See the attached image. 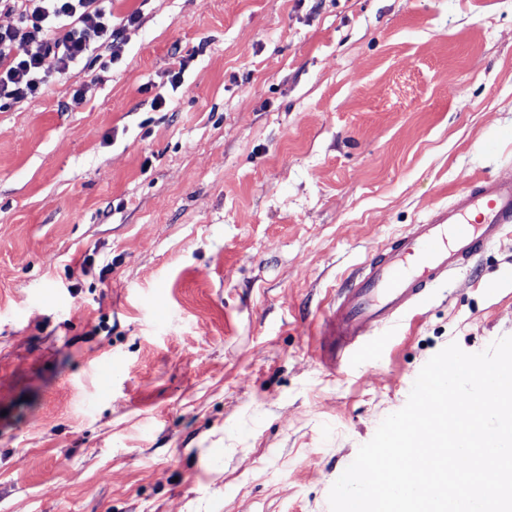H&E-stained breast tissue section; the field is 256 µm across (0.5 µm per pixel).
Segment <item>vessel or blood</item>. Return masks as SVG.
<instances>
[{
  "label": "vessel or blood",
  "mask_w": 512,
  "mask_h": 512,
  "mask_svg": "<svg viewBox=\"0 0 512 512\" xmlns=\"http://www.w3.org/2000/svg\"><path fill=\"white\" fill-rule=\"evenodd\" d=\"M512 228V176L477 181L368 259L324 312L322 362L336 366L373 329L423 303L429 287Z\"/></svg>",
  "instance_id": "b4317fda"
}]
</instances>
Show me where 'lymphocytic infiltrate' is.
<instances>
[{"label":"lymphocytic infiltrate","instance_id":"f902f5d3","mask_svg":"<svg viewBox=\"0 0 512 512\" xmlns=\"http://www.w3.org/2000/svg\"><path fill=\"white\" fill-rule=\"evenodd\" d=\"M15 11L0 29V110L40 94L53 75L106 69L121 55L112 0H21Z\"/></svg>","mask_w":512,"mask_h":512}]
</instances>
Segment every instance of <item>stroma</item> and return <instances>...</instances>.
Here are the masks:
<instances>
[{
  "instance_id": "stroma-1",
  "label": "stroma",
  "mask_w": 512,
  "mask_h": 512,
  "mask_svg": "<svg viewBox=\"0 0 512 512\" xmlns=\"http://www.w3.org/2000/svg\"><path fill=\"white\" fill-rule=\"evenodd\" d=\"M135 10L112 68L0 111V512H330L433 355L512 336V232L343 367L308 334L512 175V0Z\"/></svg>"
}]
</instances>
